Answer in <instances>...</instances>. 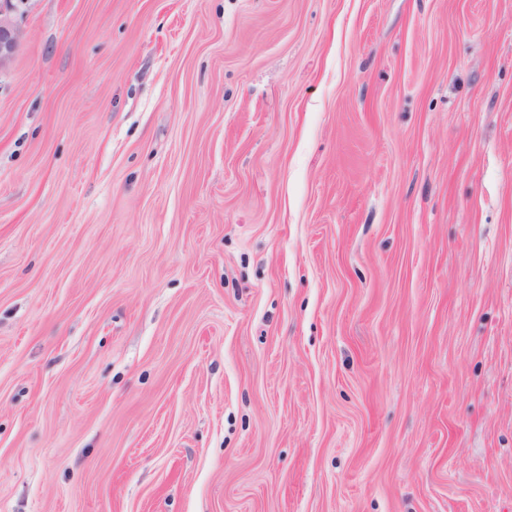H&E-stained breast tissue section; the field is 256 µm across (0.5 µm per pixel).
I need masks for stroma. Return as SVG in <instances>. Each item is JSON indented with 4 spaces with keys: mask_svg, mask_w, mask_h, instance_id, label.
<instances>
[{
    "mask_svg": "<svg viewBox=\"0 0 512 512\" xmlns=\"http://www.w3.org/2000/svg\"><path fill=\"white\" fill-rule=\"evenodd\" d=\"M18 23L0 512H512V0Z\"/></svg>",
    "mask_w": 512,
    "mask_h": 512,
    "instance_id": "35a3bbf8",
    "label": "stroma"
}]
</instances>
